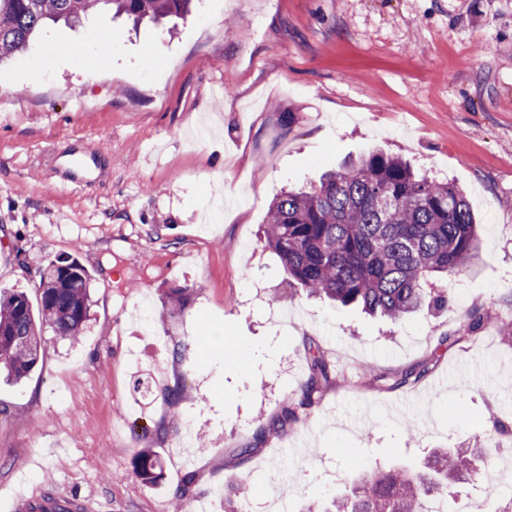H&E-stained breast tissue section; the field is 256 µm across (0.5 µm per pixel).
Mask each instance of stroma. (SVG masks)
<instances>
[{
	"label": "stroma",
	"instance_id": "stroma-1",
	"mask_svg": "<svg viewBox=\"0 0 512 512\" xmlns=\"http://www.w3.org/2000/svg\"><path fill=\"white\" fill-rule=\"evenodd\" d=\"M373 147L462 187L485 238L448 308L397 323L289 295L263 238L277 193ZM75 155L94 172L69 170ZM74 252L90 320L79 342L48 336L30 378L0 380V487L173 512L190 474L187 505L224 512L258 473L277 512H304L354 462L418 470L483 440L499 458L457 487L474 512L511 499L512 446L483 419L512 423V0H196L163 25L108 9L47 25L0 65V287L36 296L32 271ZM177 287L189 303L169 318ZM473 311L481 330L453 341ZM312 346L328 379L271 427ZM144 449L152 486L132 468ZM132 463L135 473L146 485H154L162 479L161 469L149 452L137 453Z\"/></svg>",
	"mask_w": 512,
	"mask_h": 512
}]
</instances>
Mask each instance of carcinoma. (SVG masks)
<instances>
[{"mask_svg":"<svg viewBox=\"0 0 512 512\" xmlns=\"http://www.w3.org/2000/svg\"><path fill=\"white\" fill-rule=\"evenodd\" d=\"M192 0H0V62L30 51L48 22L72 23L85 13L113 9L138 23L188 13ZM268 246L289 279L310 294L372 316L399 321L417 311L448 306V276L478 258L481 241L471 206L454 184L414 169L401 156L371 150L301 192H283L270 208ZM37 302L22 288L0 289V374L21 382L38 367L43 333L76 342L91 306V274L79 255L60 256L36 271ZM188 289L172 288L165 314L184 311ZM312 375L296 408L313 403L317 377L327 364L309 348ZM472 448H441L421 470L372 467L353 479L350 494L336 496L324 512H420L431 496L476 470ZM147 485L162 479L147 451L133 458Z\"/></svg>","mask_w":512,"mask_h":512,"instance_id":"1","label":"carcinoma"}]
</instances>
